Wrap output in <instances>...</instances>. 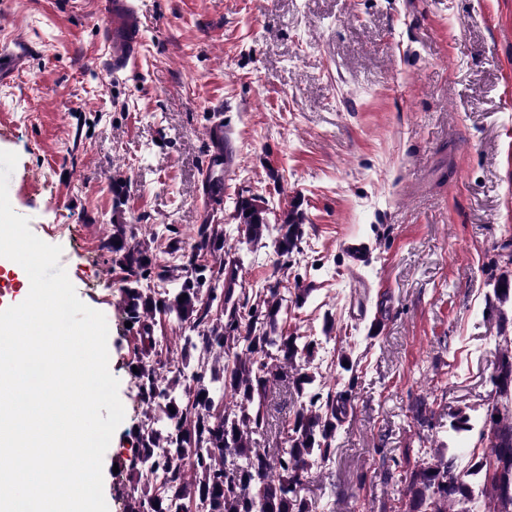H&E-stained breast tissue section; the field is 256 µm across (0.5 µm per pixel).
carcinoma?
Masks as SVG:
<instances>
[{
  "label": "carcinoma",
  "instance_id": "cac0c4a2",
  "mask_svg": "<svg viewBox=\"0 0 512 512\" xmlns=\"http://www.w3.org/2000/svg\"><path fill=\"white\" fill-rule=\"evenodd\" d=\"M236 218L238 232L251 242L270 231L251 199L237 201ZM275 231L277 255L298 249L302 231L295 211L287 212ZM225 242L224 233L212 224L199 225L186 245L174 239L170 248L178 253L177 268L186 276L173 294L143 287L154 275L169 282L179 277L153 262L127 225H112V234L101 242L112 266L124 273L123 321L132 323L128 331L138 335L142 350L157 347L153 318L174 314L188 330L184 349L198 352L193 366L185 359L179 365L136 361L138 372L132 377L138 402L159 408L166 423L156 429L151 414L143 412L146 421L126 464L140 494L127 512H187L189 502L198 512H317L315 502L301 495L304 477L335 453L332 445L345 399L329 396L323 401L311 388L314 376L306 366L316 357L317 341L277 334L283 298L276 286L256 292L244 315L232 300L233 290L220 287L225 280H236L237 267L224 263L207 279L199 275L200 258L221 254ZM493 293L500 304L512 300V279L502 276ZM220 296L223 305L215 313L213 302ZM212 356L227 361L222 390L234 399L233 409H217L205 384ZM286 366L291 369L288 379L305 402L288 424L284 447L272 456L252 435L267 425L263 401ZM490 383L496 400L481 419L460 408L450 421V430L457 434L478 430L484 450L472 454L461 470L456 454L437 452L422 459L404 478L409 512H477L486 497L493 502L492 512H512V351L501 355ZM178 387L184 402L174 395Z\"/></svg>",
  "mask_w": 512,
  "mask_h": 512
}]
</instances>
